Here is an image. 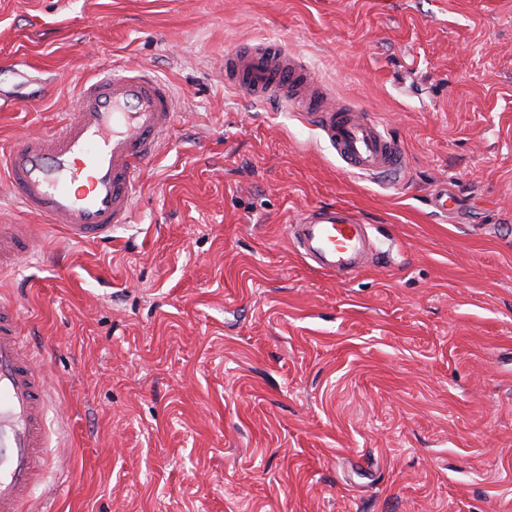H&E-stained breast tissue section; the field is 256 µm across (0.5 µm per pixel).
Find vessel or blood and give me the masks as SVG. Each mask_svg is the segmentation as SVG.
I'll return each instance as SVG.
<instances>
[{
    "label": "vessel or blood",
    "mask_w": 512,
    "mask_h": 512,
    "mask_svg": "<svg viewBox=\"0 0 512 512\" xmlns=\"http://www.w3.org/2000/svg\"><path fill=\"white\" fill-rule=\"evenodd\" d=\"M224 81L255 102L292 105L312 122L350 170L392 177L407 164L401 146L368 114L335 104L298 55L279 43L224 57ZM177 101L148 67L86 79L56 127L11 143L5 153L12 198L25 213L57 225L68 242L111 239L130 223L137 176L172 128ZM314 268L340 274L377 261L364 219L342 206L305 210L288 226ZM32 225H0V271L32 255ZM19 306L0 299V512H23L45 453L47 390L26 345Z\"/></svg>",
    "instance_id": "b4317fda"
}]
</instances>
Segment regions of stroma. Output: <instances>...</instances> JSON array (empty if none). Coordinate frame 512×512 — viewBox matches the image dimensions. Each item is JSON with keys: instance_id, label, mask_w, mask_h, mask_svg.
I'll return each mask as SVG.
<instances>
[{"instance_id": "35a3bbf8", "label": "stroma", "mask_w": 512, "mask_h": 512, "mask_svg": "<svg viewBox=\"0 0 512 512\" xmlns=\"http://www.w3.org/2000/svg\"><path fill=\"white\" fill-rule=\"evenodd\" d=\"M265 41L406 169L350 173L228 89L225 53ZM2 60L0 152L98 72L149 67L182 111L130 224L42 226L0 275L48 374L30 512H512V0H0ZM327 205L380 263L339 281L297 253Z\"/></svg>"}]
</instances>
